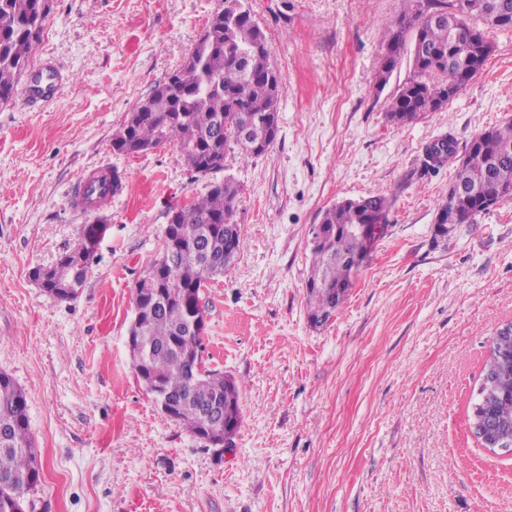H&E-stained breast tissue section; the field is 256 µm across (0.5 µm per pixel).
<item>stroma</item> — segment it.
<instances>
[{
	"mask_svg": "<svg viewBox=\"0 0 512 512\" xmlns=\"http://www.w3.org/2000/svg\"><path fill=\"white\" fill-rule=\"evenodd\" d=\"M281 77L279 134L228 154L241 252L205 290L206 365L242 382L233 450L164 415L129 357L133 291L163 250L173 205L203 193L171 145L114 153L112 134L182 64L222 0H53L22 79L59 71L43 107H0V372L27 397L42 466L27 512H512V454L471 436L488 339L512 322V201L435 241L454 162L425 164L512 119V30L448 105L385 118L403 59L377 89L386 25L403 0H242ZM109 164L123 188L75 211L81 177ZM382 194L387 231L341 312L308 322L309 230L336 201ZM107 218L77 297L31 280ZM457 140L452 134L441 136L426 147L427 164L436 168L444 164V159L455 156L457 153Z\"/></svg>",
	"mask_w": 512,
	"mask_h": 512,
	"instance_id": "35a3bbf8",
	"label": "stroma"
}]
</instances>
